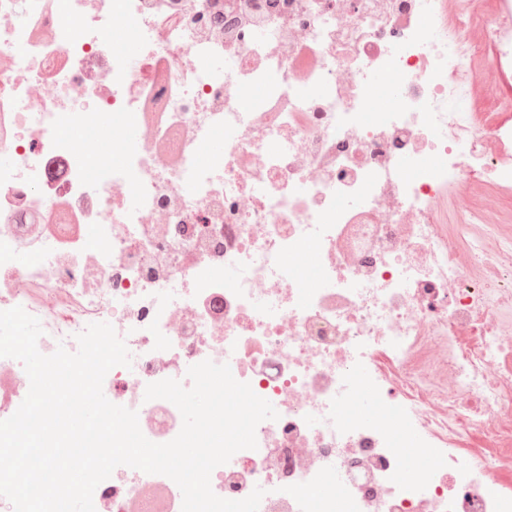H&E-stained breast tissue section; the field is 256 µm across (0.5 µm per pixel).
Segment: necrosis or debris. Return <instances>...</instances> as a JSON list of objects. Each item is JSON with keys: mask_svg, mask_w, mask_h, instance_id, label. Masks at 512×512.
<instances>
[{"mask_svg": "<svg viewBox=\"0 0 512 512\" xmlns=\"http://www.w3.org/2000/svg\"><path fill=\"white\" fill-rule=\"evenodd\" d=\"M504 2L0 0V311L45 355L110 324L104 385L155 443L182 417L147 385L228 364L279 417L219 497L512 512V126L472 110ZM28 390L0 358V420ZM93 503L182 493L120 466Z\"/></svg>", "mask_w": 512, "mask_h": 512, "instance_id": "necrosis-or-debris-1", "label": "necrosis or debris"}]
</instances>
